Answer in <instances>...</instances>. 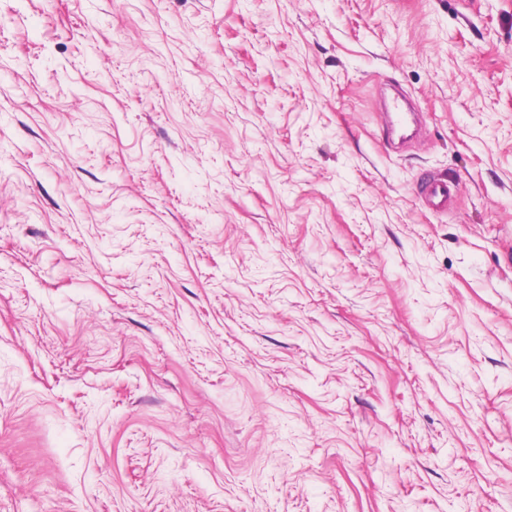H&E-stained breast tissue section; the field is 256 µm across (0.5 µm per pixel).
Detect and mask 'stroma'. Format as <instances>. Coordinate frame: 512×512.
I'll return each instance as SVG.
<instances>
[{"label":"stroma","instance_id":"stroma-1","mask_svg":"<svg viewBox=\"0 0 512 512\" xmlns=\"http://www.w3.org/2000/svg\"><path fill=\"white\" fill-rule=\"evenodd\" d=\"M0 512H512V0H0ZM423 193L431 207L444 209L448 207V201L455 198L457 189L447 179L434 178L426 183Z\"/></svg>","mask_w":512,"mask_h":512}]
</instances>
